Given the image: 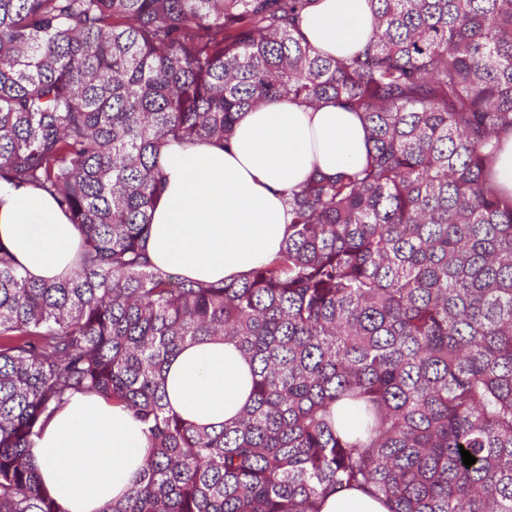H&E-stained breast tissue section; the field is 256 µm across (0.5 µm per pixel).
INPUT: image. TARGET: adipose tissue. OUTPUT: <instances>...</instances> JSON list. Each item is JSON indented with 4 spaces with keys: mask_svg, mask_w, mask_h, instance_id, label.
<instances>
[{
    "mask_svg": "<svg viewBox=\"0 0 512 512\" xmlns=\"http://www.w3.org/2000/svg\"><path fill=\"white\" fill-rule=\"evenodd\" d=\"M369 0H313L301 31L320 52L345 56L369 39ZM368 131L353 112L274 101L243 114L234 146L174 144L159 165L165 189L152 210L153 264L198 281L241 277L273 257L288 234L287 195L313 172L361 167ZM80 235L52 197L0 181V243L31 276L69 270ZM252 370L235 345L184 347L166 371L172 409L202 426L235 420ZM149 452L144 427L120 405L78 396L37 439L33 463L63 512H100L121 496Z\"/></svg>",
    "mask_w": 512,
    "mask_h": 512,
    "instance_id": "obj_1",
    "label": "adipose tissue"
}]
</instances>
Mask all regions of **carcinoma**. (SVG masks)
<instances>
[{
	"label": "carcinoma",
	"mask_w": 512,
	"mask_h": 512,
	"mask_svg": "<svg viewBox=\"0 0 512 512\" xmlns=\"http://www.w3.org/2000/svg\"><path fill=\"white\" fill-rule=\"evenodd\" d=\"M312 2L0 0V179L51 195L81 237L52 281L0 243V512H61L33 449L77 394L149 439L101 512H319L351 487L389 512H512V196L494 170L512 0H370L376 29L346 57L303 36ZM278 99L357 113L366 163L293 190L280 251L240 278L156 267L162 150L229 147ZM207 338L253 366L219 430L173 413L163 377Z\"/></svg>",
	"instance_id": "1"
}]
</instances>
